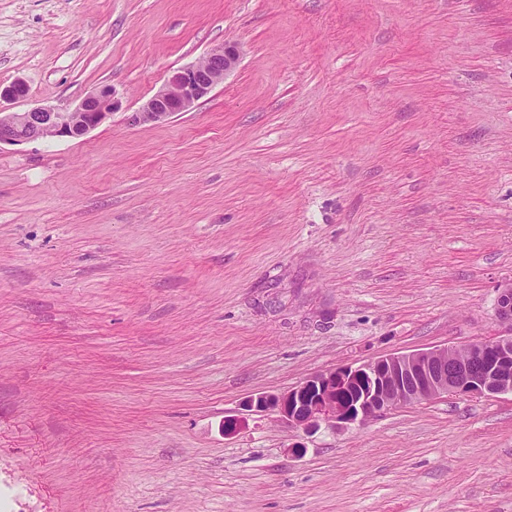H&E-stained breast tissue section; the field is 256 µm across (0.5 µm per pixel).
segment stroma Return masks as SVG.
<instances>
[{"label":"stroma","mask_w":512,"mask_h":512,"mask_svg":"<svg viewBox=\"0 0 512 512\" xmlns=\"http://www.w3.org/2000/svg\"><path fill=\"white\" fill-rule=\"evenodd\" d=\"M227 41L207 99L131 122ZM18 78L122 107L0 146V512H512L510 395L311 436L242 409L499 335L512 0H0Z\"/></svg>","instance_id":"35a3bbf8"}]
</instances>
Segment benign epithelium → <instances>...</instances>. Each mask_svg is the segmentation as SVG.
I'll return each mask as SVG.
<instances>
[{
    "label": "benign epithelium",
    "instance_id": "1",
    "mask_svg": "<svg viewBox=\"0 0 512 512\" xmlns=\"http://www.w3.org/2000/svg\"><path fill=\"white\" fill-rule=\"evenodd\" d=\"M241 60L237 43L212 48L201 59L170 71L164 85L131 119L161 123L191 110L233 73ZM25 82L0 84V103L27 95ZM121 108L110 86L85 96L72 109L36 105L19 112L0 109V144L58 138L80 139ZM496 318L507 324L485 342L391 354L357 366L343 365L312 375L282 393H258L244 403L253 414H276L279 421L310 434L321 427L343 429L403 405L452 395H512V282L499 286ZM461 363L450 377L440 365Z\"/></svg>",
    "mask_w": 512,
    "mask_h": 512
}]
</instances>
